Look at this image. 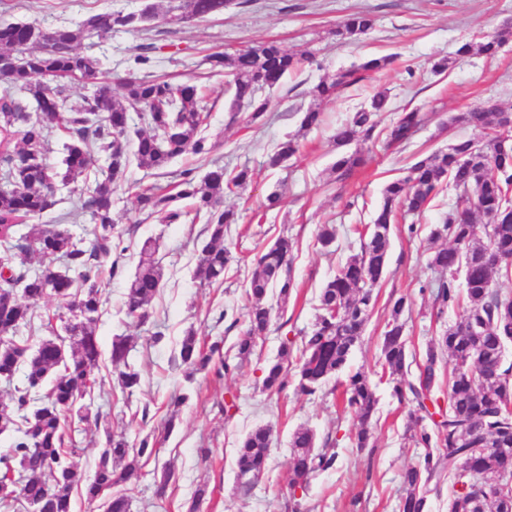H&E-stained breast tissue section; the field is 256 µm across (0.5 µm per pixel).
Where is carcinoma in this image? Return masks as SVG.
I'll return each instance as SVG.
<instances>
[{"label":"carcinoma","mask_w":512,"mask_h":512,"mask_svg":"<svg viewBox=\"0 0 512 512\" xmlns=\"http://www.w3.org/2000/svg\"><path fill=\"white\" fill-rule=\"evenodd\" d=\"M225 0H181L164 15L168 23L190 17L205 18L224 11ZM145 20L134 13L101 12L89 15L73 29L51 30L53 44L43 43L41 27L33 23H0V58L11 61L0 81L19 88L25 95L9 91L0 95V171L11 189L0 190V380L9 385L8 399L0 402V434L9 431L13 439L0 451V507L18 512L24 506L40 512H72L73 490H81L92 504L102 491L125 482L141 459L159 456V442L149 435L130 441L123 431L105 430L94 477L79 470L77 458L83 452L75 433L80 424L100 415L82 403L84 393L97 386L95 369L101 357L97 327L101 317V275L118 272L122 234L112 218V197L131 163L149 170L167 168L177 157L202 156L211 147L203 136L208 118L207 103L198 86L173 84L166 79L128 80L123 100L115 99L112 85L66 110L58 109L62 89L53 85L61 76L86 73L98 76L100 61L78 51L86 37H102L115 28L141 30ZM374 18L368 11L349 15L336 35L355 40L372 29ZM512 40V26L498 29L479 42H466L458 54L477 52L494 57L502 44ZM154 43L136 46L130 57L142 68L151 62ZM213 66L224 68L231 105L252 109L251 120L261 118L270 100L262 89L279 84L286 76L310 63L309 50L288 52L274 41L260 42L233 54L215 52ZM393 63V57L372 58L351 69L341 70L313 85L309 94L321 103L336 98L338 91L355 85L360 72H378ZM387 104V94L379 91L371 98L370 109H361L336 128V146L362 138L368 140L377 126L375 116ZM139 121L136 139L124 137L132 122ZM423 122L415 111H404L386 129L385 143L395 146L409 141ZM450 124H466L485 133L481 139L458 138L446 151L419 155L408 175L388 182L373 218L374 231L367 234L361 250L350 255L336 276L327 281L318 295V314L310 334L303 337L298 355L283 345L277 360L262 371V387L273 393L288 384L294 373L297 390L313 396L323 391L330 378L348 367L368 315L375 308L377 288L384 277L390 247L391 226L399 212L415 214L443 189H453L469 206L448 210L443 223L431 237L450 244L430 255V265L444 273L434 287L439 312L465 306L463 318L430 341L422 354L409 350L403 317L408 301L402 295L391 300L390 319L381 341V366L389 372L392 394L412 406L408 415L415 447L424 449L422 461L407 468L402 476L405 496L400 512H426L427 494L445 475L458 477L461 488L450 502L451 512H512V487L495 483L499 471L512 468V417L505 403L512 399V364L504 362L506 342L512 340V294L495 288V278L512 279V267H495L485 260L490 255L512 259V218L503 209L512 206V154L503 152V130L512 127V113L474 108L449 118ZM66 134L62 168L47 161L46 146L52 125ZM299 150L294 137L281 142L268 156L274 169ZM106 166L95 168V156ZM365 164L363 155H341L336 160L337 179H350ZM94 177H89V172ZM85 177L82 209L93 224L86 229V244L77 241L61 224L21 234L18 226L56 205L50 180L65 185ZM249 178V168L234 175L224 168L209 171L197 179L185 169L175 182V193L155 188L137 195L140 210L159 214L167 224L187 218L202 219L209 240L200 251L195 278L203 284L221 283L232 260L224 245L236 214L223 207L224 194L240 187ZM189 202V208L179 202ZM156 242L147 239L140 252L137 269L128 281L123 307L127 317L141 325L150 319V306L161 288L163 267L156 257ZM45 259L31 270L30 255ZM293 242L283 236L255 254V270L246 289L250 302L247 328L235 344L236 358H248L257 339L269 328L272 307L267 297L285 300L295 288L291 277ZM55 298L68 312L61 331L39 342L28 353L22 330H33L29 301ZM480 347V374L463 367L470 349ZM130 344L118 336L112 341L110 359L114 380L126 398L141 387L140 373L128 362ZM179 356L192 371L208 368L224 378L238 364L224 357L223 347L213 343L205 348L196 333L183 337ZM418 374H412L411 367ZM23 383L14 385L17 374ZM448 389V411L441 408L435 394ZM344 409L360 422L349 439L358 448L369 445L367 426L377 409L376 386L361 369L347 374L342 392ZM271 429L260 426L241 442L237 467L241 487L249 489V479L260 476L267 466ZM315 431L307 426L294 430L289 439L290 488L300 487L301 495L290 493L294 512H300L311 477L335 466L336 454L313 452Z\"/></svg>","instance_id":"1"}]
</instances>
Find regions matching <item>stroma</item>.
I'll use <instances>...</instances> for the list:
<instances>
[{"mask_svg":"<svg viewBox=\"0 0 512 512\" xmlns=\"http://www.w3.org/2000/svg\"><path fill=\"white\" fill-rule=\"evenodd\" d=\"M143 5L144 0H0V21L34 23L50 30L77 26L103 10L128 13ZM359 10L375 16L374 29L353 41L337 37L341 22ZM507 24L512 25V0H249L206 19L179 25L157 20L147 30L116 29L103 39L82 40L80 51L100 58L102 78L111 82L114 96H122L123 80L149 71L202 86L210 107L204 130L212 147L209 154L175 159L162 173L130 166L113 196L112 217L126 251L120 273L103 281L98 323V377L103 386L91 404L112 429L126 431L130 439L165 437L158 458L143 462L137 477L120 486L130 499V512H187L200 487L206 495L197 502L198 512H287L288 441L302 425L314 429L318 450L337 456L333 469L312 479L305 500L308 512H399L404 494L401 475L418 463L421 451L406 430L409 404L399 402L389 380L382 377L381 338L390 318V301L402 295L411 308L406 327L416 352H423L429 340L463 317L460 308L437 314L428 289L439 278L429 265L431 231L448 209L459 205L457 193L442 192L422 212L393 226L378 302L349 362L350 369L365 370L376 381L379 403L369 448H354L348 439L359 423L337 400L336 389L345 374L331 380L330 391L305 397L291 386L273 394L264 391L262 370L277 359L282 345L297 348L310 331L321 287L357 252L358 232L372 222L387 182L419 153L444 151L453 140L474 136V129L449 124V117L476 106L512 109V42L491 59L457 53L462 43ZM268 40L291 51L308 49L315 60L268 90L271 106L252 123L248 110L232 112L224 94V74L210 71L202 59ZM146 42L158 47L151 68L131 66V47ZM381 56L392 57V64L323 104L320 126L301 129L304 113L314 104L309 94L314 84ZM443 57L451 60L448 70L432 72V63ZM378 90L388 95L386 110L378 116L379 129H386L405 110L421 112L424 124L409 144L399 147H385L380 136L337 147L331 139L336 126L366 107ZM289 135L298 136V152L280 167L266 168L268 154ZM357 151L366 155L365 165L349 180H337L331 171L337 156ZM218 166L229 172L249 168L251 178L224 197L225 208L239 217L226 239L234 261L223 284L207 287L194 277L198 252L208 240L203 221L160 223L139 211L136 197L148 187L172 186L184 169H194L200 178ZM273 193L280 203L270 210L266 199ZM323 224L336 227V240L326 250L317 242ZM282 235L295 243L296 286L287 301H273V321L255 352L233 376L220 380L203 372L185 380L179 350L187 331H195L208 345L222 342L224 354L234 356L240 330L232 322L246 318L245 289L254 269L253 255ZM149 237L159 243L164 278L150 321L140 325L125 316L123 297L141 245ZM157 330L163 338L155 343L151 335ZM116 336L132 337L128 361L141 375V388L128 402L112 381L109 353ZM231 395L236 407L224 410ZM179 396L184 402L178 406L174 400ZM145 407L150 410L146 418L141 415ZM170 418L175 426L167 433L163 426ZM262 425L273 428L268 467L245 495L237 489V451L246 434ZM203 448L212 449L210 459L201 458ZM167 467L175 480L160 498L155 489Z\"/></svg>","mask_w":512,"mask_h":512,"instance_id":"stroma-1","label":"stroma"}]
</instances>
